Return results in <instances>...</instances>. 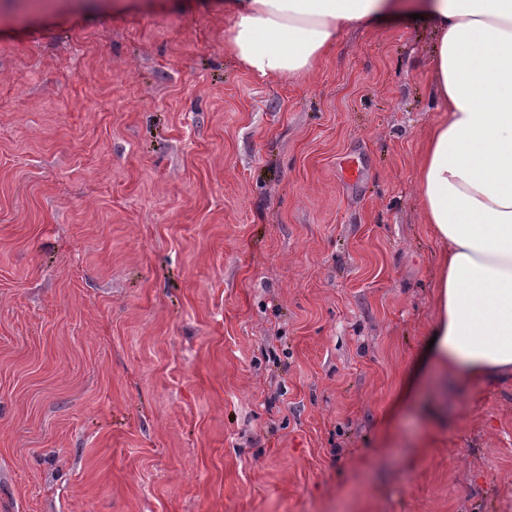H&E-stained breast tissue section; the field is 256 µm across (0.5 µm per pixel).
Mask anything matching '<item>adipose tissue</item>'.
Segmentation results:
<instances>
[{
  "instance_id": "obj_1",
  "label": "adipose tissue",
  "mask_w": 512,
  "mask_h": 512,
  "mask_svg": "<svg viewBox=\"0 0 512 512\" xmlns=\"http://www.w3.org/2000/svg\"><path fill=\"white\" fill-rule=\"evenodd\" d=\"M224 13L242 66L288 79L346 25L431 21L441 115L416 173L442 246L428 355L464 382L512 379V0H224Z\"/></svg>"
}]
</instances>
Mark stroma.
<instances>
[{"mask_svg":"<svg viewBox=\"0 0 512 512\" xmlns=\"http://www.w3.org/2000/svg\"><path fill=\"white\" fill-rule=\"evenodd\" d=\"M0 0V512H512V381L416 374L432 31L294 79L224 0Z\"/></svg>","mask_w":512,"mask_h":512,"instance_id":"1","label":"stroma"}]
</instances>
